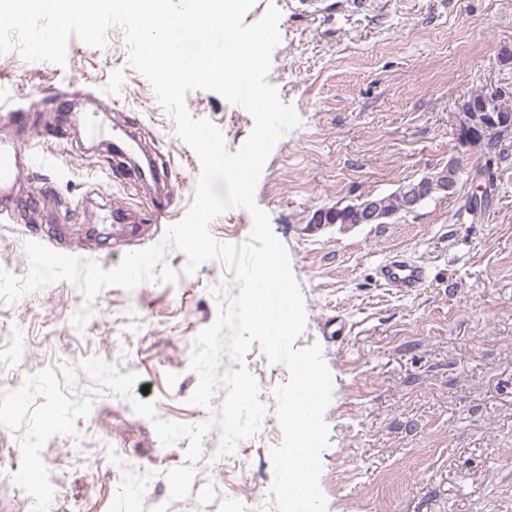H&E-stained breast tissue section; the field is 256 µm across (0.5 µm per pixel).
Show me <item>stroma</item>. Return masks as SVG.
Segmentation results:
<instances>
[{"mask_svg":"<svg viewBox=\"0 0 512 512\" xmlns=\"http://www.w3.org/2000/svg\"><path fill=\"white\" fill-rule=\"evenodd\" d=\"M281 12L280 42L267 80L300 124L265 161L254 199L284 245L300 287L306 326L295 348L320 344L332 376L324 412L329 445L319 485L327 512H512V135L491 153L459 147L451 122L460 97L512 87V0H255L257 23ZM98 49L70 39L66 64L0 54V130L20 108L36 112L30 134L56 131L45 144L54 164L23 171L0 216V267L29 271V227L51 228L76 257L118 265L131 250L112 231V210L136 223L155 220L152 194L112 178V129L135 131L168 169L176 198L169 224L193 201L201 164L146 78L129 64L125 34L111 26ZM60 93L47 100L48 90ZM185 105L220 128L229 151L252 132L247 110L194 90ZM458 164L454 194L433 193L385 224L308 226L317 210L395 193L405 182ZM489 191L484 212L465 203ZM253 217L231 209L209 224L220 242L242 244ZM402 254L425 265L411 294L385 288L377 268ZM175 283L103 289L85 302L59 281L9 302L0 298V339L20 353L0 367V392L26 377L97 357L137 374L135 396L154 401L165 421L196 425L219 409L190 404L199 378L194 341L217 318L210 289L227 278L217 261L186 273V255L168 249ZM84 330L70 318L83 306ZM81 438L56 435L42 458L55 490L49 512H276L271 450L282 440L275 396L260 394L259 431L219 455V428L189 461L188 439L162 446L152 422L119 396L92 395ZM21 452L0 426V512H30L13 484Z\"/></svg>","mask_w":512,"mask_h":512,"instance_id":"1","label":"stroma"}]
</instances>
